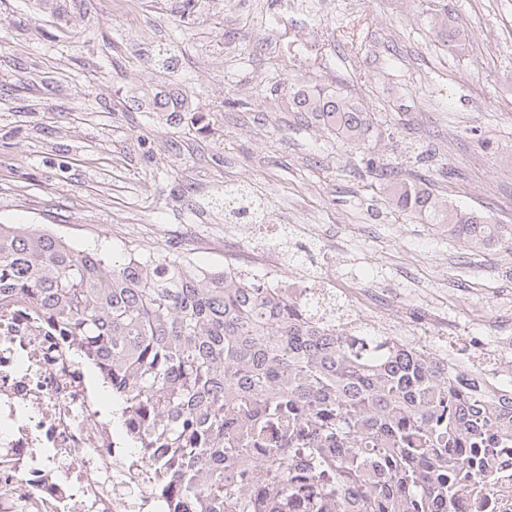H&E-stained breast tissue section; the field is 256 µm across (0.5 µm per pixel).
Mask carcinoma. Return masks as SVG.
<instances>
[{"mask_svg": "<svg viewBox=\"0 0 512 512\" xmlns=\"http://www.w3.org/2000/svg\"><path fill=\"white\" fill-rule=\"evenodd\" d=\"M442 12L435 37L464 45ZM291 101L345 144L370 130L338 92ZM389 194L415 219L512 252L511 224L441 207L415 181ZM17 298L99 370L164 512H453L491 467L470 449L512 441V390H465V369L396 339L357 345L258 277L0 224V305Z\"/></svg>", "mask_w": 512, "mask_h": 512, "instance_id": "1", "label": "carcinoma"}]
</instances>
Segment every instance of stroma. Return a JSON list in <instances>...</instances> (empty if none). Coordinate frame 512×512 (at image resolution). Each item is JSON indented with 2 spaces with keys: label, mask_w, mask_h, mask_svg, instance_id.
I'll use <instances>...</instances> for the list:
<instances>
[{
  "label": "stroma",
  "mask_w": 512,
  "mask_h": 512,
  "mask_svg": "<svg viewBox=\"0 0 512 512\" xmlns=\"http://www.w3.org/2000/svg\"><path fill=\"white\" fill-rule=\"evenodd\" d=\"M135 2L0 0V224L220 271L246 230L215 201L242 184L287 227L289 268L334 276L337 313L383 278L430 351L464 357L472 310L512 299V253L398 211L376 171L512 224V0ZM445 5L462 48L431 31ZM315 87L367 107L361 148L294 111ZM164 95L187 99L179 123Z\"/></svg>",
  "instance_id": "obj_1"
}]
</instances>
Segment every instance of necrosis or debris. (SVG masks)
I'll return each mask as SVG.
<instances>
[{"label": "necrosis or debris", "mask_w": 512, "mask_h": 512, "mask_svg": "<svg viewBox=\"0 0 512 512\" xmlns=\"http://www.w3.org/2000/svg\"><path fill=\"white\" fill-rule=\"evenodd\" d=\"M286 239L270 225L249 253L225 248L224 271L261 266L269 286L319 299V322L336 320V296L322 280L287 273ZM503 466L462 497L457 512H512V447ZM151 472L124 454L102 412L85 363L69 338L56 335L25 303L0 311V512H150Z\"/></svg>", "instance_id": "4bbe7bcc"}]
</instances>
